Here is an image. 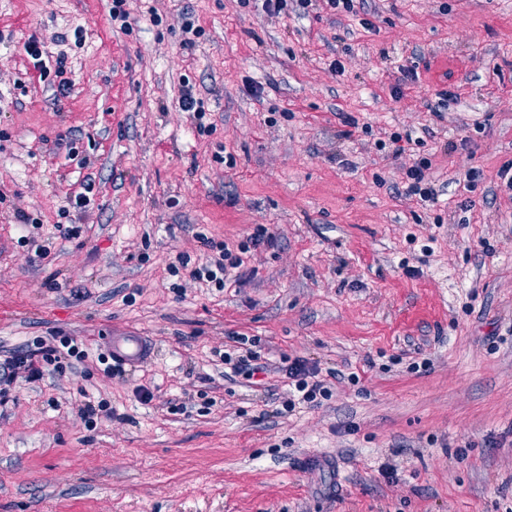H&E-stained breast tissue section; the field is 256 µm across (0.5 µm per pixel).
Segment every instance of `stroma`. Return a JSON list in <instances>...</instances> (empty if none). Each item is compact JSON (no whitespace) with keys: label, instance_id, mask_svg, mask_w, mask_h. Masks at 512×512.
<instances>
[{"label":"stroma","instance_id":"35a3bbf8","mask_svg":"<svg viewBox=\"0 0 512 512\" xmlns=\"http://www.w3.org/2000/svg\"><path fill=\"white\" fill-rule=\"evenodd\" d=\"M124 8L128 31L112 0H0V347H87L0 403V512H512V0ZM32 40L65 54L66 97ZM188 89L203 113L183 110ZM424 157L435 204L404 195ZM87 178L89 206L69 208ZM20 212L85 231L37 265ZM260 227L275 246L223 290L168 271L202 260L196 232L234 250ZM125 329L155 354L106 376L98 355ZM235 336L316 364L330 397L288 414L283 375L225 378ZM85 398L111 417L85 427Z\"/></svg>","mask_w":512,"mask_h":512}]
</instances>
